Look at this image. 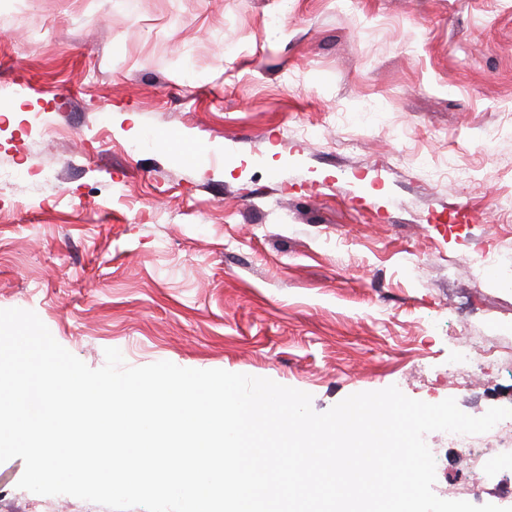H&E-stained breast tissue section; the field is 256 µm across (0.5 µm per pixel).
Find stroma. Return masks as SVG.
I'll use <instances>...</instances> for the list:
<instances>
[{
    "instance_id": "obj_1",
    "label": "stroma",
    "mask_w": 512,
    "mask_h": 512,
    "mask_svg": "<svg viewBox=\"0 0 512 512\" xmlns=\"http://www.w3.org/2000/svg\"><path fill=\"white\" fill-rule=\"evenodd\" d=\"M0 169V309L90 368L512 408V361L448 373L512 345V0L2 6ZM428 445L438 497L512 507V467L472 491ZM23 472L0 463V512H108Z\"/></svg>"
}]
</instances>
